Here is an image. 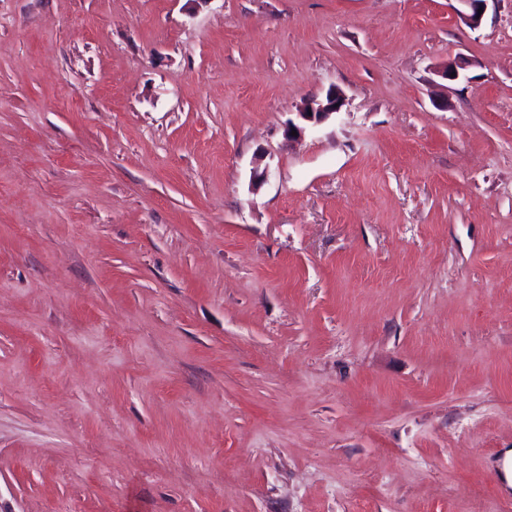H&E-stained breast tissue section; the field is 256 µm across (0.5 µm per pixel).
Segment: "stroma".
I'll use <instances>...</instances> for the list:
<instances>
[{
    "mask_svg": "<svg viewBox=\"0 0 512 512\" xmlns=\"http://www.w3.org/2000/svg\"><path fill=\"white\" fill-rule=\"evenodd\" d=\"M461 8L0 0V512H512V0ZM335 104H338V107H335ZM342 105L341 95L336 90H330L325 99L308 100L298 115L304 121L319 123L338 112Z\"/></svg>",
    "mask_w": 512,
    "mask_h": 512,
    "instance_id": "35a3bbf8",
    "label": "stroma"
}]
</instances>
